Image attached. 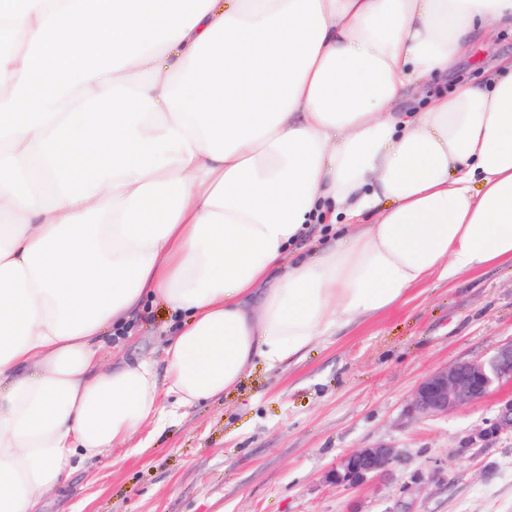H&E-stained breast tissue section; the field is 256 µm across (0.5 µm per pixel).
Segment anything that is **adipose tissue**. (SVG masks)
<instances>
[{
	"label": "adipose tissue",
	"instance_id": "ef3b65f1",
	"mask_svg": "<svg viewBox=\"0 0 512 512\" xmlns=\"http://www.w3.org/2000/svg\"><path fill=\"white\" fill-rule=\"evenodd\" d=\"M512 0H213L0 140V512L431 278L512 263V58L400 111ZM333 226L325 245L301 241ZM162 363L102 365L146 302ZM170 405H163V398Z\"/></svg>",
	"mask_w": 512,
	"mask_h": 512
}]
</instances>
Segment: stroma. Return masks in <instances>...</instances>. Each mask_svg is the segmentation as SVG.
<instances>
[{"label": "stroma", "mask_w": 512, "mask_h": 512, "mask_svg": "<svg viewBox=\"0 0 512 512\" xmlns=\"http://www.w3.org/2000/svg\"><path fill=\"white\" fill-rule=\"evenodd\" d=\"M512 57V32L473 39L459 76L484 80ZM107 341L121 357L161 361L169 331L162 303ZM512 338V265L431 279L387 312L318 339L302 360L262 362L221 399L180 410L146 429V448L116 449L69 470L42 494L43 512H512V435L462 448L512 385L448 416L410 410L416 385L436 368L491 354ZM385 443L399 459L347 491L325 480L345 454Z\"/></svg>", "instance_id": "1"}]
</instances>
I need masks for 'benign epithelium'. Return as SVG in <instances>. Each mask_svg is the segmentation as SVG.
Returning a JSON list of instances; mask_svg holds the SVG:
<instances>
[{
	"mask_svg": "<svg viewBox=\"0 0 512 512\" xmlns=\"http://www.w3.org/2000/svg\"><path fill=\"white\" fill-rule=\"evenodd\" d=\"M512 383V338L501 343L485 358L456 362L436 369L414 389L412 411L421 418H436L484 399L494 388ZM512 434V400L504 403L496 416L464 442L489 443L502 434ZM398 458L396 448L377 444L345 455L327 475L330 483L352 489L369 477H380Z\"/></svg>",
	"mask_w": 512,
	"mask_h": 512,
	"instance_id": "7a95c632",
	"label": "benign epithelium"
}]
</instances>
